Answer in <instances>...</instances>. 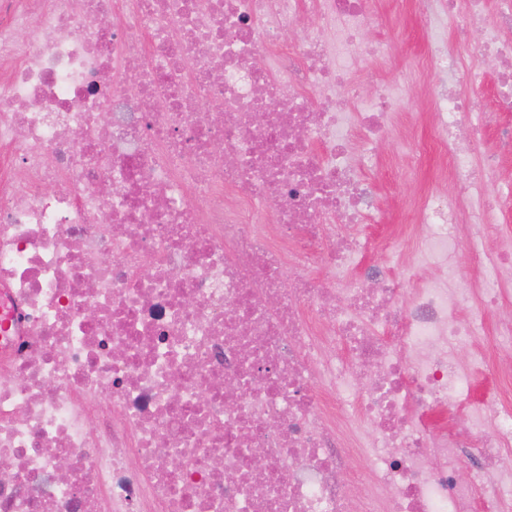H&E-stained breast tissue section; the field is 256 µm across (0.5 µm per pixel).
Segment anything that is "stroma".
I'll use <instances>...</instances> for the list:
<instances>
[{
    "label": "stroma",
    "instance_id": "35a3bbf8",
    "mask_svg": "<svg viewBox=\"0 0 512 512\" xmlns=\"http://www.w3.org/2000/svg\"><path fill=\"white\" fill-rule=\"evenodd\" d=\"M382 12L372 35L392 38L394 51L385 57L362 63L358 78L363 91H371L380 81L389 82L407 75L409 93L402 109L394 117L396 130L374 146L376 164L366 168L364 176L373 184L376 208L369 225L372 236L388 242L406 238L408 227L415 221L414 206L428 190L442 186V175L449 164L448 154L430 140L433 103L423 89V82L440 83L442 74L429 73L426 80L408 74L412 59L427 53L431 45L433 22L416 13L404 0H378ZM512 317V304L488 315L481 341L489 346L492 366L476 372L473 381L475 397L496 390L504 401L512 402V391H506L502 367L512 364V358L494 352V329L499 320Z\"/></svg>",
    "mask_w": 512,
    "mask_h": 512
}]
</instances>
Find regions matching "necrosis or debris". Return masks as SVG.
I'll return each mask as SVG.
<instances>
[{
  "instance_id": "obj_1",
  "label": "necrosis or debris",
  "mask_w": 512,
  "mask_h": 512,
  "mask_svg": "<svg viewBox=\"0 0 512 512\" xmlns=\"http://www.w3.org/2000/svg\"><path fill=\"white\" fill-rule=\"evenodd\" d=\"M497 2L475 51L485 0H412L456 187L402 251L365 231L373 0H0V512H512V407L470 397L512 236L457 261L512 205L463 79L512 102Z\"/></svg>"
}]
</instances>
